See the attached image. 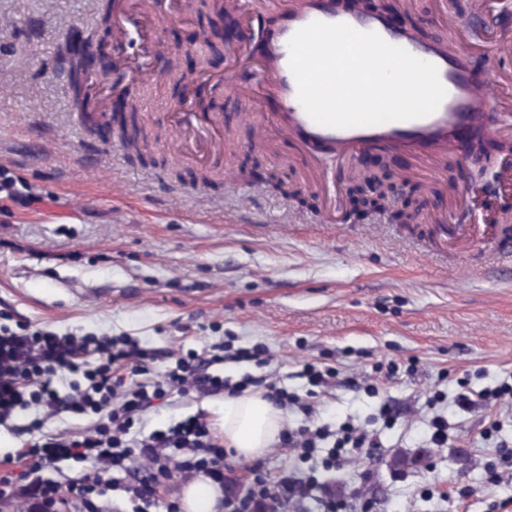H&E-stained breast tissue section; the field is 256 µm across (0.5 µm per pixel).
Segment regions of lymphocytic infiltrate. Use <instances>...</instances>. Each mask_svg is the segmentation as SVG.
Segmentation results:
<instances>
[{"label": "lymphocytic infiltrate", "instance_id": "lymphocytic-infiltrate-1", "mask_svg": "<svg viewBox=\"0 0 512 512\" xmlns=\"http://www.w3.org/2000/svg\"><path fill=\"white\" fill-rule=\"evenodd\" d=\"M5 318L0 311V426L17 435L41 431L40 422H19L33 405L53 414L102 413L106 419L80 432L43 434L1 457L0 512H105L104 498L111 490L123 492L130 512H152L176 474L187 480L200 476L221 489L222 512H288L296 499L316 502L319 512H351L355 491L327 492L314 477L293 470L272 474L260 460L250 469V483L240 485L224 465L228 450L205 413L145 435L135 432L145 412L174 395L238 396L254 387L280 409L300 406L298 395L276 383L249 377L235 382L217 372V365L227 361L267 363L265 346L182 356L162 377L153 378L149 372L163 354L136 339L12 327ZM62 371L79 377L64 392L55 385ZM325 441L330 444L329 467L342 466L352 454L369 465L376 460L377 438L363 427H305L281 434L283 446L297 451L303 461ZM67 460L93 462L109 479L83 474L61 483L48 478V470Z\"/></svg>", "mask_w": 512, "mask_h": 512}]
</instances>
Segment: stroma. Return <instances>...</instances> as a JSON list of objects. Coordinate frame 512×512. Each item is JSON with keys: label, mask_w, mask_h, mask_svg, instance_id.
Wrapping results in <instances>:
<instances>
[{"label": "stroma", "mask_w": 512, "mask_h": 512, "mask_svg": "<svg viewBox=\"0 0 512 512\" xmlns=\"http://www.w3.org/2000/svg\"><path fill=\"white\" fill-rule=\"evenodd\" d=\"M100 6L0 0V309L35 328L129 336L178 356L224 342L262 344L268 364L227 363L225 375L264 377L302 395L307 363L364 377L366 389L318 393L310 413L287 412L286 425H369L381 444L373 466L327 471L318 458L298 463L277 442L262 454L270 469L298 465L328 485L359 487L354 506L369 512H512V483H485L500 463V443L512 446V396L475 400L512 383V251L479 196L465 204L448 190L449 181L480 171L497 195L499 165L480 157L457 170L444 158L372 151L408 183L429 186V220L338 219L296 142L255 143L253 114L275 111L276 102L251 103L254 70L207 53L180 0H168L172 22L130 32L123 44L126 74L138 81L139 123L162 133L153 162L129 159L116 141L88 136L75 121L58 70L72 27L100 40ZM398 10L423 40L459 43L475 79H495L496 137L512 139V57L493 50L512 37V0L490 15L475 12L472 0H398ZM158 35L183 45L161 77L141 52L144 39ZM191 74L212 91L235 135L228 161L177 157L174 114L195 109L179 103L178 81ZM176 166L208 178L177 181ZM271 172L300 196L274 192L262 180ZM379 363L396 364V379L375 372ZM387 400L408 414L384 419ZM223 402L176 396L141 425L166 428L199 411L215 422ZM438 416L448 424L442 448L430 441ZM398 454L415 466L394 470Z\"/></svg>", "instance_id": "35a3bbf8"}]
</instances>
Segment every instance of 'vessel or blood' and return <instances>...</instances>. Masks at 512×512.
Returning <instances> with one entry per match:
<instances>
[{
	"label": "vessel or blood",
	"mask_w": 512,
	"mask_h": 512,
	"mask_svg": "<svg viewBox=\"0 0 512 512\" xmlns=\"http://www.w3.org/2000/svg\"><path fill=\"white\" fill-rule=\"evenodd\" d=\"M273 19L265 67L258 82L263 94L275 97L280 108L254 123L257 143H266L274 133L297 139L309 149L329 147L351 156L370 146L404 148L425 160L453 155L455 165L460 167L465 156L458 144L465 133L476 129L483 135H494L489 113L495 102V83L489 78H473L469 58L458 44L419 40L394 29L385 17L357 13L344 0H283ZM315 21L345 23L361 32L377 33L386 42L434 64L446 90L439 107L422 118L372 126L332 128L314 122L298 100L297 83L289 67L288 43L296 31ZM177 126L179 149L184 156L190 158L202 150L212 157L222 155L223 140L206 137V125L199 114L178 113Z\"/></svg>",
	"instance_id": "vessel-or-blood-1"
}]
</instances>
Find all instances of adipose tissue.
<instances>
[{"label": "adipose tissue", "instance_id": "adipose-tissue-1", "mask_svg": "<svg viewBox=\"0 0 512 512\" xmlns=\"http://www.w3.org/2000/svg\"><path fill=\"white\" fill-rule=\"evenodd\" d=\"M285 422L283 412L260 394L245 393L225 399L219 427L228 447L249 458L269 448Z\"/></svg>", "mask_w": 512, "mask_h": 512}]
</instances>
